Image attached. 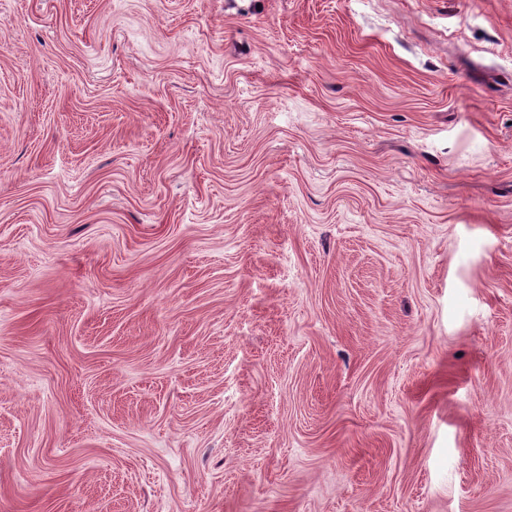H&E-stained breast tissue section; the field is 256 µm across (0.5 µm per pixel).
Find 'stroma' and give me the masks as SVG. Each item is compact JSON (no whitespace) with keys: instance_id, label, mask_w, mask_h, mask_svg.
I'll list each match as a JSON object with an SVG mask.
<instances>
[{"instance_id":"35a3bbf8","label":"stroma","mask_w":512,"mask_h":512,"mask_svg":"<svg viewBox=\"0 0 512 512\" xmlns=\"http://www.w3.org/2000/svg\"><path fill=\"white\" fill-rule=\"evenodd\" d=\"M0 512H512V0H0Z\"/></svg>"}]
</instances>
